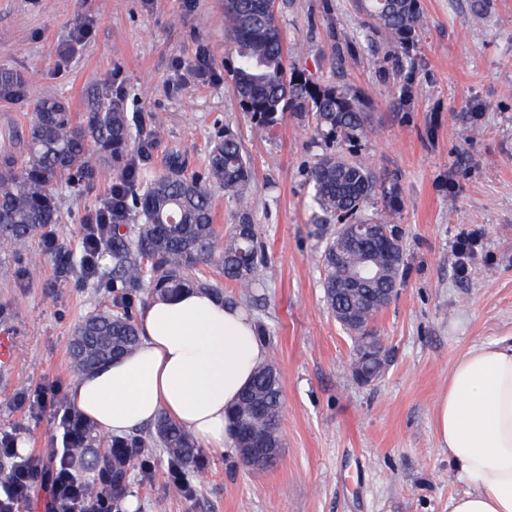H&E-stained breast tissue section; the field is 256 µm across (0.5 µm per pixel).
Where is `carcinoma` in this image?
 Wrapping results in <instances>:
<instances>
[{
	"label": "carcinoma",
	"instance_id": "cac0c4a2",
	"mask_svg": "<svg viewBox=\"0 0 512 512\" xmlns=\"http://www.w3.org/2000/svg\"><path fill=\"white\" fill-rule=\"evenodd\" d=\"M357 7L377 31L409 43L421 24L419 0H356ZM224 41L230 80L242 111L264 132L274 130L286 113L312 112L315 133L323 139L351 144L367 133V102L354 90L318 87L307 78H287L285 55L289 48L275 11L274 0H224ZM20 83L10 71H0V99H9ZM122 167L124 183L119 208L112 211V231L87 269L56 247L63 268L80 270L85 278L112 281L114 288L147 282L153 294L182 288L206 290L224 298L219 281L198 274L203 265L216 264L224 280L240 288L253 287L259 267L266 264L251 223V164L239 138L226 130L217 134L206 154L203 169L189 174L181 155H169L154 172L137 170L128 158L132 151L145 155L148 148H133L124 104L114 100L86 119L77 118L58 100L36 102L22 151L0 155V247L19 252L31 239L42 238L45 248L56 239L59 223V186L74 187L95 172L93 151ZM311 209L314 223H337L326 238L321 254L326 269L323 281L328 309L358 318L355 347L363 349L379 338L371 323L385 304L372 300L369 290L359 296L336 294V283L352 277L366 264L388 271L386 287L399 286L403 274V244L399 232L388 225L391 236L372 247L342 239L345 224H381L369 205L381 193L370 168L340 152L327 153L310 167ZM224 188L239 206L238 223L224 237V249L215 253L216 228L211 188ZM135 212L140 223L127 232L120 225ZM138 343L132 317L115 310H99L79 323L70 344L76 372L82 373L112 358L113 352L130 351ZM282 397L281 380L273 364L259 368L234 409L238 435L277 434ZM156 441L175 446L181 464L195 462L192 441L174 422L162 418L154 428Z\"/></svg>",
	"mask_w": 512,
	"mask_h": 512
}]
</instances>
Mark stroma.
Here are the masks:
<instances>
[{
  "mask_svg": "<svg viewBox=\"0 0 512 512\" xmlns=\"http://www.w3.org/2000/svg\"><path fill=\"white\" fill-rule=\"evenodd\" d=\"M420 4L422 25L403 48L370 30L354 0L275 2L289 71L370 101L369 136L344 150L399 193L395 212L380 197L371 206L402 231L404 274L372 323L386 366L364 384L326 306L325 240L311 222L307 170L330 145L309 112L287 113L266 134L241 111L224 69V0H0V70L22 78L19 94L0 101V154L19 152L35 100L85 116L119 99L134 145L149 146L145 166L161 168L176 151L197 171L224 128L252 163L250 217L267 265L251 298L228 282L224 299L247 310L280 370L277 462L253 469L201 448L205 465L184 468L192 494L175 495L172 456L143 430L127 443L149 455L131 460L110 512H130V500L131 512H448L461 491L433 411L460 355L512 339V0H487L477 27L472 0ZM203 52L204 74L194 68ZM118 181L102 164L89 183L61 188L56 232L74 258ZM466 232L477 242L461 264L454 245ZM147 297L144 285L116 289L62 271L37 238L24 255L0 252V333L17 343L15 362L0 366V437L35 456L62 447L56 412H31L17 396L55 385L72 407L77 325L101 309L136 313Z\"/></svg>",
  "mask_w": 512,
  "mask_h": 512,
  "instance_id": "35a3bbf8",
  "label": "stroma"
}]
</instances>
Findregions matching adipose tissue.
<instances>
[{
  "mask_svg": "<svg viewBox=\"0 0 512 512\" xmlns=\"http://www.w3.org/2000/svg\"><path fill=\"white\" fill-rule=\"evenodd\" d=\"M137 327L132 354L74 385L75 407L100 431L119 436L164 414L203 448L235 452L230 411L267 358L246 311L186 289L149 299ZM433 426L464 486L449 498L448 512H512V343L478 345L457 359Z\"/></svg>",
  "mask_w": 512,
  "mask_h": 512,
  "instance_id": "ef3b65f1",
  "label": "adipose tissue"
}]
</instances>
